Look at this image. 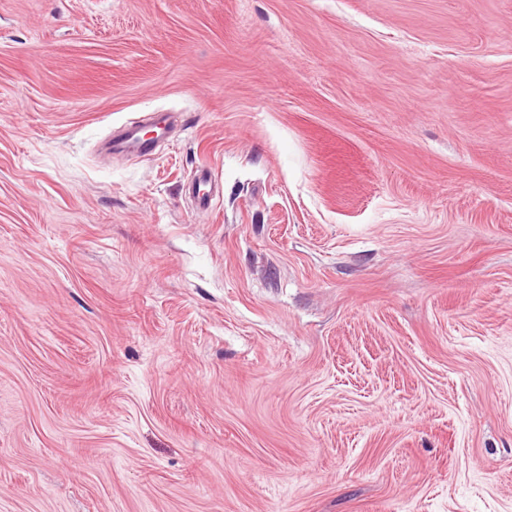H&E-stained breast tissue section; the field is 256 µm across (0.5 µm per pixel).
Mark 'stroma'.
<instances>
[{
  "instance_id": "35a3bbf8",
  "label": "stroma",
  "mask_w": 512,
  "mask_h": 512,
  "mask_svg": "<svg viewBox=\"0 0 512 512\" xmlns=\"http://www.w3.org/2000/svg\"><path fill=\"white\" fill-rule=\"evenodd\" d=\"M0 512H512V0H0ZM171 116L167 112H154L150 117V125L154 136L146 137L137 125L125 127L122 132L112 138V151L127 152L139 157L153 153L158 141L165 139L169 133Z\"/></svg>"
}]
</instances>
